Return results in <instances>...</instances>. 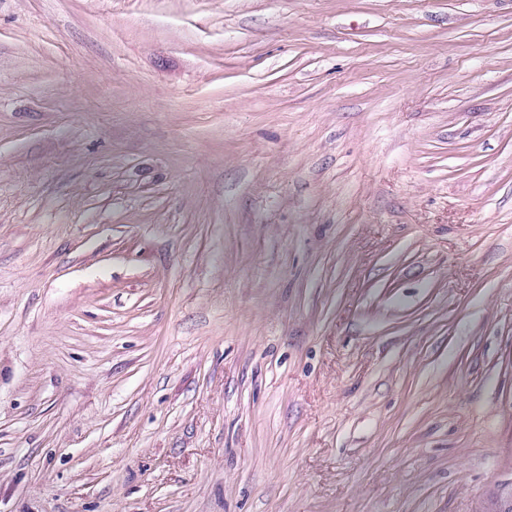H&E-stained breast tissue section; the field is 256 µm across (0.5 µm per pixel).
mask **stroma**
<instances>
[{
  "instance_id": "1",
  "label": "stroma",
  "mask_w": 512,
  "mask_h": 512,
  "mask_svg": "<svg viewBox=\"0 0 512 512\" xmlns=\"http://www.w3.org/2000/svg\"><path fill=\"white\" fill-rule=\"evenodd\" d=\"M507 480L512 0H0V512Z\"/></svg>"
}]
</instances>
